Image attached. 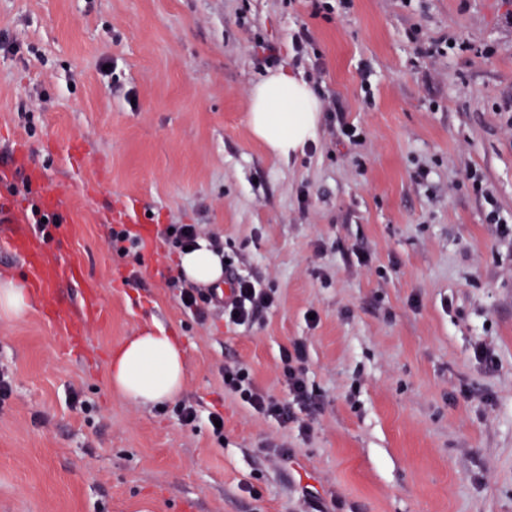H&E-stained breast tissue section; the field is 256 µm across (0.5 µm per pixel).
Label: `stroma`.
<instances>
[{"label":"stroma","mask_w":512,"mask_h":512,"mask_svg":"<svg viewBox=\"0 0 512 512\" xmlns=\"http://www.w3.org/2000/svg\"><path fill=\"white\" fill-rule=\"evenodd\" d=\"M302 25L320 69L294 63ZM441 37L468 48L425 55ZM265 43L322 103L288 160L247 121ZM50 189L43 248L83 276L0 321V512H512V238L486 221L512 225V0H350L327 19L310 0H0V197L25 224ZM133 211L136 262L109 243ZM169 224L217 239L274 306L246 328L186 315ZM146 323L181 336L187 370L152 406L108 375ZM294 340L319 403L305 434L224 388L239 364L287 400Z\"/></svg>","instance_id":"35a3bbf8"}]
</instances>
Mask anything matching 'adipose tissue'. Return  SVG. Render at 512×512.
<instances>
[{
  "instance_id": "adipose-tissue-1",
  "label": "adipose tissue",
  "mask_w": 512,
  "mask_h": 512,
  "mask_svg": "<svg viewBox=\"0 0 512 512\" xmlns=\"http://www.w3.org/2000/svg\"><path fill=\"white\" fill-rule=\"evenodd\" d=\"M321 101L308 82L283 68L267 69L248 100L253 136L275 157L289 158L315 141ZM178 274L186 281L212 285L224 279V266L208 242L178 252ZM185 383L184 345L179 336L143 325L112 349L109 384L118 396L142 405L174 399Z\"/></svg>"
}]
</instances>
